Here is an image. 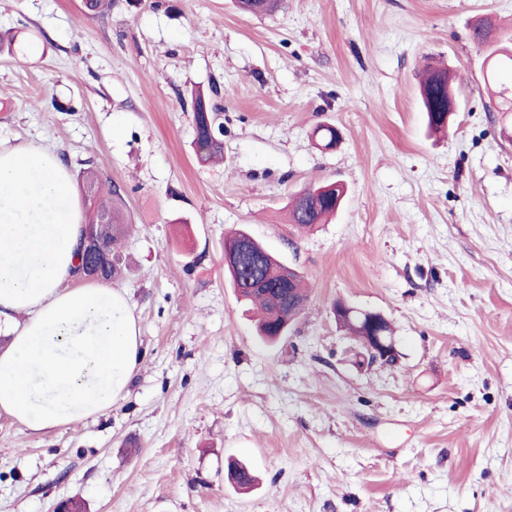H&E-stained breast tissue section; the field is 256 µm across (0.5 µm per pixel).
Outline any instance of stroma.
<instances>
[{
  "mask_svg": "<svg viewBox=\"0 0 512 512\" xmlns=\"http://www.w3.org/2000/svg\"><path fill=\"white\" fill-rule=\"evenodd\" d=\"M481 19L512 32V0H0V142L119 186L113 285L143 354L108 416L32 433L0 415V512H512V112ZM429 63L457 100L444 134ZM213 87L224 160L203 165L191 92ZM336 181V216L297 231L290 196ZM236 229L310 283L279 343L224 271ZM339 301L393 325L397 364L359 366ZM420 94L429 127L433 130L444 128L448 114L452 113L448 110V103L456 101L450 88L448 71L428 64L420 82Z\"/></svg>",
  "mask_w": 512,
  "mask_h": 512,
  "instance_id": "stroma-1",
  "label": "stroma"
}]
</instances>
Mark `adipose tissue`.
<instances>
[{
	"label": "adipose tissue",
	"instance_id": "obj_1",
	"mask_svg": "<svg viewBox=\"0 0 512 512\" xmlns=\"http://www.w3.org/2000/svg\"><path fill=\"white\" fill-rule=\"evenodd\" d=\"M72 175L43 146H0V414L40 433L107 414L142 358L123 291L78 285Z\"/></svg>",
	"mask_w": 512,
	"mask_h": 512
}]
</instances>
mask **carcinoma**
I'll use <instances>...</instances> for the list:
<instances>
[{
	"label": "carcinoma",
	"mask_w": 512,
	"mask_h": 512,
	"mask_svg": "<svg viewBox=\"0 0 512 512\" xmlns=\"http://www.w3.org/2000/svg\"><path fill=\"white\" fill-rule=\"evenodd\" d=\"M487 51L494 55L489 67L490 76H495L502 69L512 68L511 54H500L495 47H489ZM420 94L429 127L433 130L444 128L450 113L448 103L455 100L448 71L427 65L420 82ZM192 111L194 149L198 161L210 163L223 158L224 141L217 134L219 107L212 104L211 96L199 91L195 93ZM82 183L86 197L94 205L90 222L103 225L101 237L109 255L106 276L111 280L122 273L120 245L129 223L122 209L120 188L102 180L93 171L83 172ZM339 204L336 187L310 185L292 198L289 205L290 222L299 231L310 230L335 214ZM248 238V233L239 230L225 240L224 253L235 257L233 267L227 273L238 299L257 307L260 312L258 336L267 342H276L286 335L283 327L294 321L304 307L308 297L305 280L297 270L269 254L263 266L252 272L253 282H240L237 266L248 268L252 264L253 253L263 250L261 244L251 239V251H244L243 244ZM231 476L239 490H249L255 486L256 478L252 469L244 462L232 468Z\"/></svg>",
	"instance_id": "carcinoma-1"
}]
</instances>
